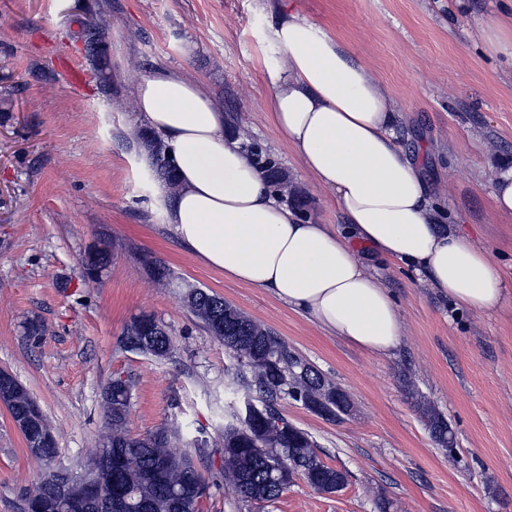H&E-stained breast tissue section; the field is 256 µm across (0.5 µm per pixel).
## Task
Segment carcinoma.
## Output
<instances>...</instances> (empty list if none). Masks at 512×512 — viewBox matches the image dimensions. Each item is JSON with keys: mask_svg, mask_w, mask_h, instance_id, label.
I'll list each match as a JSON object with an SVG mask.
<instances>
[{"mask_svg": "<svg viewBox=\"0 0 512 512\" xmlns=\"http://www.w3.org/2000/svg\"><path fill=\"white\" fill-rule=\"evenodd\" d=\"M107 34L96 23L83 25L87 55L100 57L106 47ZM257 164L271 186L286 183L282 171L261 151L253 150ZM155 175L174 184L168 155L161 148L153 155ZM109 263L105 250L88 253L84 261L86 277L95 279ZM185 302L203 328L224 344L237 360L235 376L247 392V403L255 406L250 419L235 410L228 412L221 433L224 448L220 473L224 482L244 502L272 503L296 476L321 493H336L347 484V474L325 464L317 453V444L304 430L291 424L280 413V402L290 399L326 419H336L348 411L350 402L345 393L329 382L318 370L296 355L288 344L271 329L257 322L224 298L201 288L188 287ZM135 336H155L157 340L133 346ZM125 351L148 354L156 359L172 356L174 342L166 327L151 316L131 321L117 338ZM104 429L98 447L107 440L123 448V460L109 466L105 495L127 498L144 507L142 512H174L169 491L186 492L181 512H199V503L208 483L194 458L207 455L210 440L205 431L185 443L178 452L174 443L179 431L168 426L157 428L144 437L130 435L127 424L131 408V391L127 380L115 377L102 390ZM431 436L443 448L453 451L454 432L448 420L431 406L423 407ZM72 480L67 469L59 482L40 483L36 492L44 499L65 496Z\"/></svg>", "mask_w": 512, "mask_h": 512, "instance_id": "1", "label": "carcinoma"}]
</instances>
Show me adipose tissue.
Segmentation results:
<instances>
[{"mask_svg":"<svg viewBox=\"0 0 512 512\" xmlns=\"http://www.w3.org/2000/svg\"><path fill=\"white\" fill-rule=\"evenodd\" d=\"M268 27L286 54L266 72L268 118L303 171L332 195L343 225L301 218L280 202L252 154L226 135L210 94L154 69L137 80L134 101L174 169L175 186L157 184L154 196L176 242L374 355L397 346L402 325L364 252L412 268L455 307L494 310L500 274L485 248L439 230L432 188L399 143L396 104L372 71L285 6Z\"/></svg>","mask_w":512,"mask_h":512,"instance_id":"ef3b65f1","label":"adipose tissue"}]
</instances>
